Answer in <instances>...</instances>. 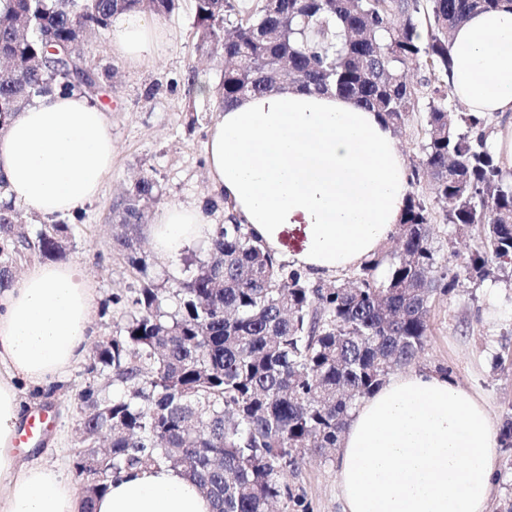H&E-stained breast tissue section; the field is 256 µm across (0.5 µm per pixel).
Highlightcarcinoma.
<instances>
[{
    "label": "carcinoma",
    "mask_w": 512,
    "mask_h": 512,
    "mask_svg": "<svg viewBox=\"0 0 512 512\" xmlns=\"http://www.w3.org/2000/svg\"><path fill=\"white\" fill-rule=\"evenodd\" d=\"M512 0H195V51L218 50L217 107L272 91L334 93L380 113L399 130L425 113L412 174L430 177L434 204L409 192L395 251L345 279L326 283L277 261L241 224H219L208 260L172 290L154 284L146 256L128 250L147 223L157 181L139 177L116 206L130 234L117 250L142 277L113 302L130 308L123 335L92 345L85 372L122 386L111 398L90 383L79 393L86 445L105 441L93 512L112 477L133 467L178 469L213 512H297L285 475L312 451L339 447L351 412L412 363L428 339L429 305L465 282L500 281L512 264V180L496 163L492 119L453 111L448 84L421 95L408 72L448 70L452 32L471 14ZM179 0H0V129L36 99L60 88L97 100L79 79L84 41L121 11L171 14ZM70 48L61 61L50 48ZM451 235L477 231L464 264L432 246L437 219ZM69 224L17 230L15 208H0V291L18 257L66 258ZM388 266L384 279L377 269ZM142 335H137V332Z\"/></svg>",
    "instance_id": "carcinoma-1"
}]
</instances>
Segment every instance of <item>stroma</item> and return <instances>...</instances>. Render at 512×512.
Instances as JSON below:
<instances>
[{
    "label": "stroma",
    "instance_id": "obj_1",
    "mask_svg": "<svg viewBox=\"0 0 512 512\" xmlns=\"http://www.w3.org/2000/svg\"><path fill=\"white\" fill-rule=\"evenodd\" d=\"M166 40L161 54L138 65L124 62L112 51L108 34L93 37L83 47V65L98 76L112 122V172L100 194L81 208L69 262L87 273L95 292L93 326L96 339L119 335L127 308L113 296L137 287L138 277L115 248L122 227L113 207L143 174L153 176L161 189L160 204L206 201L210 220L224 221V200L212 192L205 167L207 131L217 110L210 95L220 81L219 67L194 48L195 2L180 0L173 13L160 17ZM197 88L189 90L186 78ZM140 249L147 256L157 284L175 287L207 260L203 246L176 259L153 254L148 239ZM505 286L467 284L449 296H435L429 314V336L416 359L419 367H450L454 379L477 391L489 404L494 425L512 405V365L497 366L504 336L512 334V304ZM87 376L76 366L60 386L46 395L27 394L29 407L47 406L54 413L52 430L44 436L48 461H74L81 448L76 431L77 395ZM336 451L305 455L287 482L304 504L305 512H341L337 490Z\"/></svg>",
    "mask_w": 512,
    "mask_h": 512
}]
</instances>
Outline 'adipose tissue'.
Here are the masks:
<instances>
[{
    "instance_id": "ef3b65f1",
    "label": "adipose tissue",
    "mask_w": 512,
    "mask_h": 512,
    "mask_svg": "<svg viewBox=\"0 0 512 512\" xmlns=\"http://www.w3.org/2000/svg\"><path fill=\"white\" fill-rule=\"evenodd\" d=\"M112 51L152 59L162 30L142 12L115 15ZM445 81L468 112L498 119L490 144L512 170V6L477 12L453 33ZM211 186L237 223L277 257L315 277L363 265L393 237L411 190L395 134L375 112L297 89L239 101L218 113L206 142ZM112 123L79 92L55 91L0 130L6 198L48 218L73 213L112 171ZM216 230L202 204L162 206L149 226L155 253L181 254ZM94 289L69 262H37L0 292V512H81L68 467L24 460L15 440L23 389L50 391L84 361ZM336 462L342 512H489L498 442L471 389L414 368L362 399ZM94 512H212L180 471L131 469Z\"/></svg>"
}]
</instances>
